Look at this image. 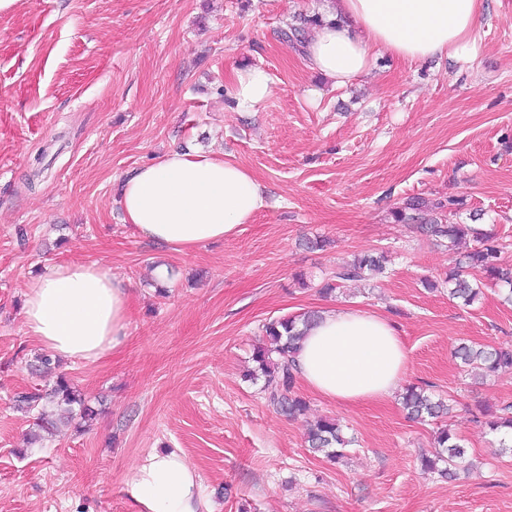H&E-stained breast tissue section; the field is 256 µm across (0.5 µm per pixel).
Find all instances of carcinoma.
Listing matches in <instances>:
<instances>
[{
    "instance_id": "1",
    "label": "carcinoma",
    "mask_w": 512,
    "mask_h": 512,
    "mask_svg": "<svg viewBox=\"0 0 512 512\" xmlns=\"http://www.w3.org/2000/svg\"><path fill=\"white\" fill-rule=\"evenodd\" d=\"M317 19H303L298 25L290 26L283 32L286 39L298 46H304L308 26ZM463 200L448 198V205L437 203L430 205L420 197H412L403 205L391 211L395 222L411 224L428 236L440 242H446L448 253L459 254L455 267L448 276L453 283L450 289L452 297L465 305L473 303L479 295V288L473 287L466 278L465 271L473 269L496 285L508 287L506 300L512 303V266L501 260L503 244L493 230L479 229L472 224H450L440 210L461 208ZM470 242L472 246L464 253H458L459 245ZM387 255L383 252H365L357 254L333 268L322 280L321 293L329 295L349 282L367 281L384 272ZM319 318V312L310 311L296 316H289L271 321L264 325L267 343L256 347L252 360L257 368L248 373L249 378H264L267 402L279 414L288 418H297L307 411V403L294 393L296 371L293 357L298 350L300 340L305 334L304 328ZM455 357L475 373L496 372L512 368V349L493 348L483 345L464 344L457 348ZM55 403L63 411L60 422L70 424L77 419L86 420L95 415V411L86 405L78 386L67 377L60 375L54 385L45 390L20 392L16 396L19 408L38 412L37 426L45 431L56 427V422L49 419L43 411L42 401ZM404 409L411 419L421 420L425 417L444 418L448 415V404L441 398H433L419 387H410L402 397ZM485 426L492 432L504 429L512 431V405L506 404L491 414ZM307 444L314 453H322L330 460L344 457V449L351 443L343 433L340 423L331 417H324L310 425L306 433ZM438 450L431 457H421L420 469L425 474H437L448 480H455L458 471L463 469L466 448L459 443V438L452 428L444 426L436 436Z\"/></svg>"
}]
</instances>
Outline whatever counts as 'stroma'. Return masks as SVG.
Here are the masks:
<instances>
[{
  "mask_svg": "<svg viewBox=\"0 0 512 512\" xmlns=\"http://www.w3.org/2000/svg\"><path fill=\"white\" fill-rule=\"evenodd\" d=\"M327 7L19 0L0 14V512H137L135 468L161 450L194 467L199 512H512V454L481 425L512 403V371L476 377L453 355L463 342L512 348V305L487 281L472 305L450 298L447 248L391 216L413 196L461 198L449 222L495 229L512 264V0H487L472 62L382 54L342 88L282 36ZM255 65L273 93L237 111L228 89ZM177 147L233 155L267 208L191 251L151 242L124 222L119 187ZM314 236L328 246L303 247ZM371 251L387 254L385 274L320 293L325 272ZM73 261L130 284L127 336L96 363L63 361L98 414L32 445L36 415L14 402L45 385L25 292ZM336 307L395 322L403 384L452 405L469 475L421 474L438 426L407 419L399 394L345 406L299 383L309 408L293 420L244 380L266 323ZM325 416L354 439L338 463L304 443Z\"/></svg>",
  "mask_w": 512,
  "mask_h": 512,
  "instance_id": "35a3bbf8",
  "label": "stroma"
}]
</instances>
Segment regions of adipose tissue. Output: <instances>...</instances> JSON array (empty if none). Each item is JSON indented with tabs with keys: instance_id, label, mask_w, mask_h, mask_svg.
Wrapping results in <instances>:
<instances>
[{
	"instance_id": "ef3b65f1",
	"label": "adipose tissue",
	"mask_w": 512,
	"mask_h": 512,
	"mask_svg": "<svg viewBox=\"0 0 512 512\" xmlns=\"http://www.w3.org/2000/svg\"><path fill=\"white\" fill-rule=\"evenodd\" d=\"M485 0H337L334 14L307 42L308 68L343 87L366 74L376 54L412 63L434 57L471 61L473 30ZM272 93L264 70L238 72L230 95L256 111ZM126 223L146 237L187 251L224 239L265 208L262 182L228 154L171 150L121 182ZM130 293L96 264L48 269L25 294L27 331L53 356L95 363L126 337ZM408 355L395 326L375 311L332 308L308 327L296 354L297 374L315 394L342 405L387 399L405 377ZM199 477L178 452L141 462L131 494L141 512H197Z\"/></svg>"
}]
</instances>
